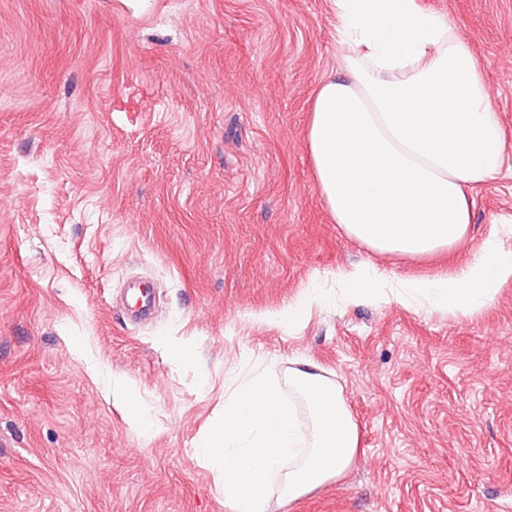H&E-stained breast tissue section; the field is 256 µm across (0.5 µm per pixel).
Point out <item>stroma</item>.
<instances>
[{"instance_id": "stroma-1", "label": "stroma", "mask_w": 512, "mask_h": 512, "mask_svg": "<svg viewBox=\"0 0 512 512\" xmlns=\"http://www.w3.org/2000/svg\"><path fill=\"white\" fill-rule=\"evenodd\" d=\"M419 3L459 24L512 137V0ZM336 70L331 0H0V512H225L199 435L235 374L295 357L342 385L361 451L276 512H512V282L451 316L348 305L336 279L429 278L492 233L512 251V158L472 190L466 245L376 253L311 171ZM135 276L146 321L121 302ZM312 286L335 301L267 323ZM118 387L127 403L130 422L140 427H150V420L146 411L141 407L140 401L137 399V392L135 389L129 387L125 383H119Z\"/></svg>"}]
</instances>
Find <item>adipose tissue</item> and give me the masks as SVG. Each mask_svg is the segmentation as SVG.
Wrapping results in <instances>:
<instances>
[{"label": "adipose tissue", "instance_id": "adipose-tissue-1", "mask_svg": "<svg viewBox=\"0 0 512 512\" xmlns=\"http://www.w3.org/2000/svg\"><path fill=\"white\" fill-rule=\"evenodd\" d=\"M339 64L311 97L306 142L335 224L381 253L425 258L461 245L468 189L502 170L508 140L470 43L417 0H334ZM345 300L470 314L512 280V253L487 237L454 274L396 281L355 267L337 276ZM251 368L224 395V422L197 444L227 512H272L354 464L358 424L337 381L306 359Z\"/></svg>", "mask_w": 512, "mask_h": 512}]
</instances>
